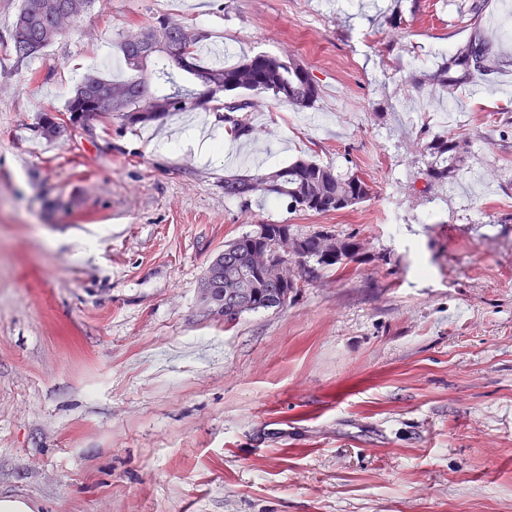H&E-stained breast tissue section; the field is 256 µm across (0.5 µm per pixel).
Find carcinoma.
Instances as JSON below:
<instances>
[{"instance_id":"carcinoma-1","label":"carcinoma","mask_w":512,"mask_h":512,"mask_svg":"<svg viewBox=\"0 0 512 512\" xmlns=\"http://www.w3.org/2000/svg\"><path fill=\"white\" fill-rule=\"evenodd\" d=\"M35 0H22L21 8L11 24L9 37L0 51L3 59L22 64L31 60L68 34H79L69 18L56 17L62 9L85 13L93 0H54L56 10L37 14L33 11ZM163 29V37L178 54L186 56L190 67H175L170 54L163 53L145 69L138 68L134 58L138 47L132 38L138 33L154 36ZM212 33L193 24L178 23L166 15H159L145 26L121 34L118 49L132 76L116 81L103 76L95 69L87 71L71 90L63 113L46 114L38 123V132L48 139H56L68 129L91 130L97 125L108 126L116 121L121 127L133 130L139 125L158 121L174 112H208L220 114L224 130L236 141L253 134L250 112L259 100L265 99L278 106H289L296 111L316 107L320 97L319 85L309 72L299 70V62L265 53L245 57L235 64L207 67L197 56L198 47L210 40ZM502 60L491 48L489 40L480 32L466 42L450 49L442 62L430 72L415 73L411 81L415 87L425 85L452 94L474 85L476 79L498 72ZM125 90L128 97L115 109L112 102L102 97L105 90ZM90 106V122L78 126L72 116L77 106ZM421 152L425 158L420 172L425 189L442 187L456 179L465 162L467 143L454 134H428L420 136ZM254 195H263L277 202L288 201V208L318 215L349 211L370 200L372 184L358 172L339 171L331 165L303 155L286 166L257 170L252 175L224 176V197L246 202ZM260 235L247 232L224 248L223 264L211 278V288L221 296L224 279L248 265L250 251L262 241H270L288 224H263ZM301 249L298 255L301 287L311 285L320 272L346 266L356 260L360 244L354 236L337 238L338 250L332 257H325L319 250V232L299 235ZM251 307L249 311L269 309V304L280 289L267 282L261 275H253Z\"/></svg>"}]
</instances>
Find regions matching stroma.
I'll use <instances>...</instances> for the list:
<instances>
[{
	"mask_svg": "<svg viewBox=\"0 0 512 512\" xmlns=\"http://www.w3.org/2000/svg\"><path fill=\"white\" fill-rule=\"evenodd\" d=\"M497 23L479 92L410 77ZM230 62L298 58L315 109L261 105L255 133L153 149L209 122L178 112L49 141L78 75L126 76L118 34L158 15ZM86 37L0 59V499L30 512H512V0H93ZM40 73V82L28 81ZM468 141L424 193L419 132ZM375 194L317 215L224 178L300 154ZM362 245L279 310L232 328L199 283L255 225Z\"/></svg>",
	"mask_w": 512,
	"mask_h": 512,
	"instance_id": "35a3bbf8",
	"label": "stroma"
}]
</instances>
